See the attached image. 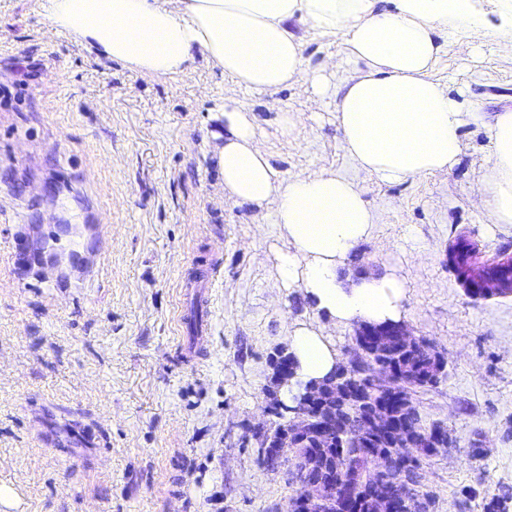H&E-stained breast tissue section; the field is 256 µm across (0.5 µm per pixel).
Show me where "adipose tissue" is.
<instances>
[{
  "label": "adipose tissue",
  "instance_id": "ef3b65f1",
  "mask_svg": "<svg viewBox=\"0 0 512 512\" xmlns=\"http://www.w3.org/2000/svg\"><path fill=\"white\" fill-rule=\"evenodd\" d=\"M41 8L52 27L144 76L173 79L201 58L258 94L306 78L315 101L334 102L345 155L384 183L452 169L462 128L481 125L491 157L479 205L492 223L512 224V108L486 113L468 87L454 94L430 76L438 30L463 33L470 53L494 35L464 0H397L392 10L377 0H42ZM294 22L339 37V62L311 67ZM494 36L512 44V29ZM215 112L224 122L217 148L224 197L272 204L269 221L285 243L275 252L282 284L301 289L341 325L398 320L402 278L340 272L377 222L363 186L326 169L284 177L249 112L230 98ZM289 352L305 382L326 379L340 361L322 330L308 324L293 328Z\"/></svg>",
  "mask_w": 512,
  "mask_h": 512
}]
</instances>
